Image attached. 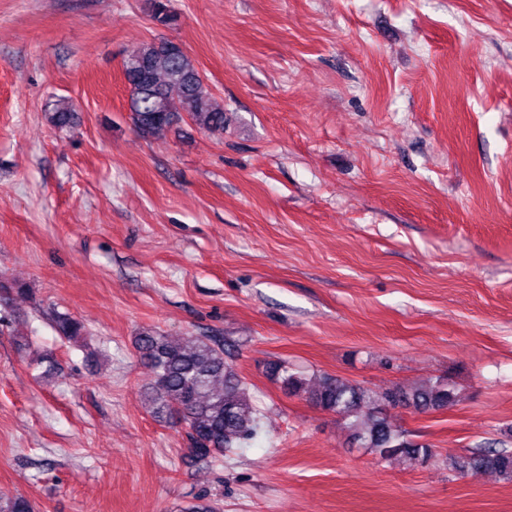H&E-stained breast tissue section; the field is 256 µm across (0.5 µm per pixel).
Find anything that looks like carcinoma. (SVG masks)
<instances>
[{"label": "carcinoma", "mask_w": 512, "mask_h": 512, "mask_svg": "<svg viewBox=\"0 0 512 512\" xmlns=\"http://www.w3.org/2000/svg\"><path fill=\"white\" fill-rule=\"evenodd\" d=\"M153 19L164 27L177 22L169 0H155ZM123 69L132 83L131 119L142 135L172 127L183 112L202 130L224 132V109L216 105L195 62L180 44L156 37L125 59ZM77 119L73 103L66 99L55 100L47 112L48 122L60 131L73 127ZM54 328L67 340L85 335L84 325L67 315L57 316ZM135 350L153 374L147 400L157 414L185 428L195 458H215L257 436V410L244 381L224 359V346L198 336L188 337L184 344L174 343L146 330L137 336ZM267 370L288 393H304L314 406L346 416L350 438L360 447L383 459L408 458L422 465L432 462L437 452L409 440L392 420L390 409L404 405L426 413L448 407L457 397L455 386L446 380L410 389L396 387L378 396L361 383L330 375L311 384L277 362L269 363ZM448 467L461 474L491 472L512 482V450L479 448L468 455L448 457ZM0 512H33V505L21 495L0 496ZM177 512H218V507L208 495L197 494Z\"/></svg>", "instance_id": "obj_1"}]
</instances>
